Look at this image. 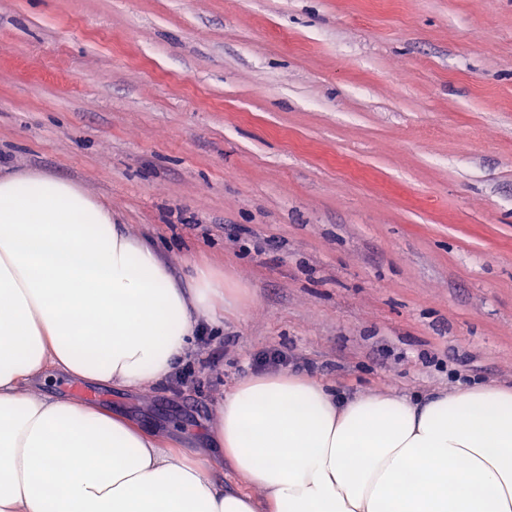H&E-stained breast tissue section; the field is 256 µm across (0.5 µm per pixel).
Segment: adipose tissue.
I'll return each mask as SVG.
<instances>
[{
	"label": "adipose tissue",
	"instance_id": "ef3b65f1",
	"mask_svg": "<svg viewBox=\"0 0 512 512\" xmlns=\"http://www.w3.org/2000/svg\"><path fill=\"white\" fill-rule=\"evenodd\" d=\"M226 296L217 271L184 282L79 185L0 175V512H512V388L348 398L257 373L192 458L175 436L31 391L50 368L125 390L166 382ZM215 458L247 490L216 482Z\"/></svg>",
	"mask_w": 512,
	"mask_h": 512
}]
</instances>
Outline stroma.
I'll list each match as a JSON object with an SVG mask.
<instances>
[{
    "instance_id": "1",
    "label": "stroma",
    "mask_w": 512,
    "mask_h": 512,
    "mask_svg": "<svg viewBox=\"0 0 512 512\" xmlns=\"http://www.w3.org/2000/svg\"><path fill=\"white\" fill-rule=\"evenodd\" d=\"M238 291L196 381L57 375L197 453L271 347L350 395L512 387V0H0V173Z\"/></svg>"
}]
</instances>
